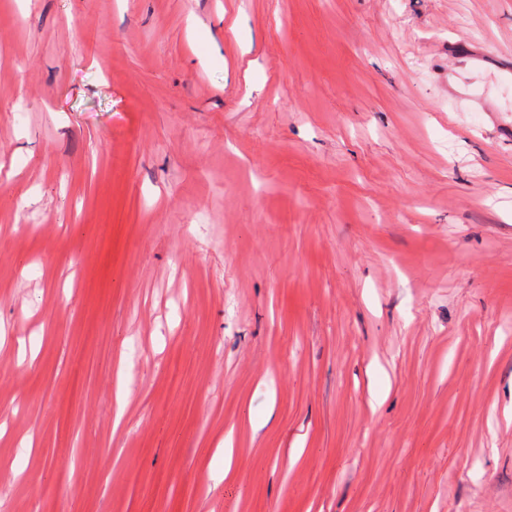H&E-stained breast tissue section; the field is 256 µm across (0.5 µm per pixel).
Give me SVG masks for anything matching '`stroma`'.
Wrapping results in <instances>:
<instances>
[{
    "instance_id": "stroma-1",
    "label": "stroma",
    "mask_w": 512,
    "mask_h": 512,
    "mask_svg": "<svg viewBox=\"0 0 512 512\" xmlns=\"http://www.w3.org/2000/svg\"><path fill=\"white\" fill-rule=\"evenodd\" d=\"M508 53L512 0H0V512H512Z\"/></svg>"
}]
</instances>
